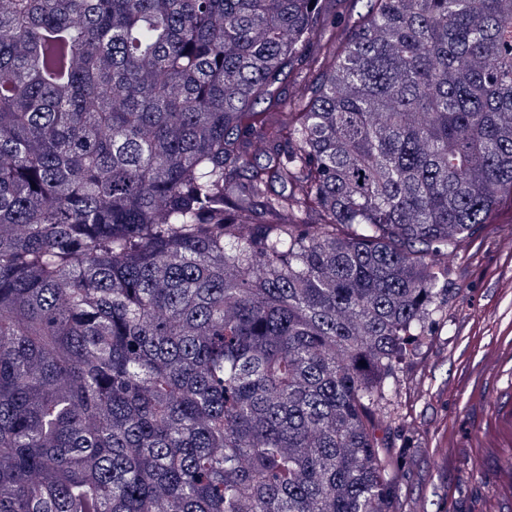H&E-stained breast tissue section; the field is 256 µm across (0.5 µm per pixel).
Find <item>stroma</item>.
<instances>
[{
    "label": "stroma",
    "mask_w": 512,
    "mask_h": 512,
    "mask_svg": "<svg viewBox=\"0 0 512 512\" xmlns=\"http://www.w3.org/2000/svg\"><path fill=\"white\" fill-rule=\"evenodd\" d=\"M448 302L423 344L396 367L377 434L394 468L391 512H512L511 476L473 445L491 404L469 383L512 341V224L490 225L449 262Z\"/></svg>",
    "instance_id": "obj_1"
}]
</instances>
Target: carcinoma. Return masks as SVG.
Segmentation results:
<instances>
[{"mask_svg": "<svg viewBox=\"0 0 512 512\" xmlns=\"http://www.w3.org/2000/svg\"><path fill=\"white\" fill-rule=\"evenodd\" d=\"M353 2L0 0V512H390L512 0Z\"/></svg>", "mask_w": 512, "mask_h": 512, "instance_id": "obj_1", "label": "carcinoma"}]
</instances>
